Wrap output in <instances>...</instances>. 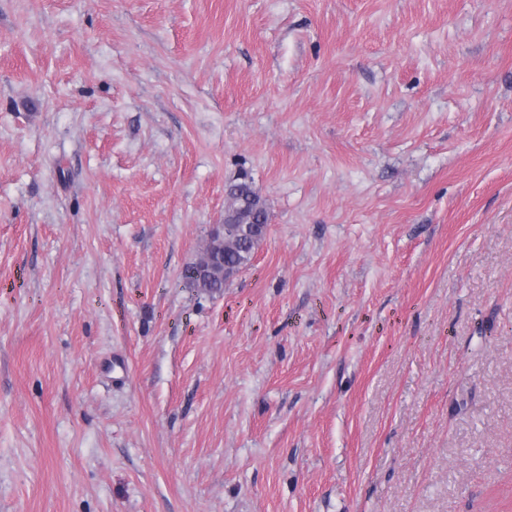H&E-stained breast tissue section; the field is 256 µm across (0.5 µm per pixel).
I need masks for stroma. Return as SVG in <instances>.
I'll list each match as a JSON object with an SVG mask.
<instances>
[{"mask_svg":"<svg viewBox=\"0 0 512 512\" xmlns=\"http://www.w3.org/2000/svg\"><path fill=\"white\" fill-rule=\"evenodd\" d=\"M0 512H512V0H0ZM230 203L224 210L228 216V227L224 235L216 236L211 241V253L216 256V262L210 264L206 278L200 283L195 276V262L187 265L182 278L191 287L206 294H219L224 290V284L228 278V272L240 270L248 265L252 255L264 238L262 233L257 235L249 245L245 246L235 228L240 225L242 236L251 237L254 227L248 224L268 225L269 215L266 204L261 196L254 190L252 183L243 180L229 186Z\"/></svg>","mask_w":512,"mask_h":512,"instance_id":"1","label":"stroma"}]
</instances>
